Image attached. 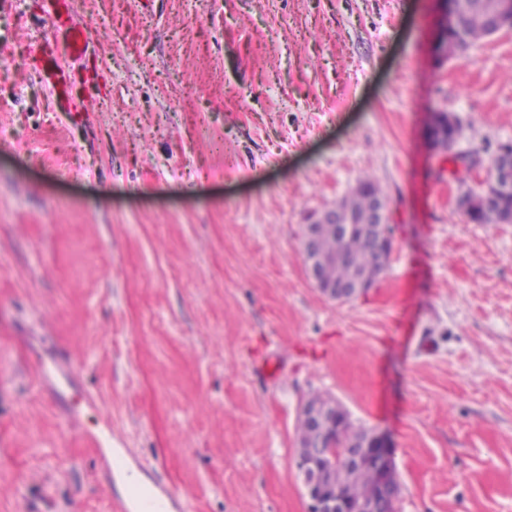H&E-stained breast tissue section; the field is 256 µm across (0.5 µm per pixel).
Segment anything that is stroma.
Segmentation results:
<instances>
[{
	"label": "stroma",
	"instance_id": "35a3bbf8",
	"mask_svg": "<svg viewBox=\"0 0 512 512\" xmlns=\"http://www.w3.org/2000/svg\"><path fill=\"white\" fill-rule=\"evenodd\" d=\"M448 6L72 0L91 44L65 110L33 52L44 0H0V512H110L34 349L186 512H308L314 393L387 435L398 512H512V224L465 221L427 136L455 114L469 185L492 179L512 31L440 61ZM367 175L393 249L337 303L302 227ZM32 360L37 369L41 387L50 386L47 392L50 401L56 405L63 404L68 397V390L73 381L69 363L57 359H45L38 353H32Z\"/></svg>",
	"mask_w": 512,
	"mask_h": 512
}]
</instances>
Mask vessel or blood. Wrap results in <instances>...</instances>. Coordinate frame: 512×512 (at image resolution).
Returning <instances> with one entry per match:
<instances>
[{
  "mask_svg": "<svg viewBox=\"0 0 512 512\" xmlns=\"http://www.w3.org/2000/svg\"><path fill=\"white\" fill-rule=\"evenodd\" d=\"M47 17L54 30L64 35L63 42L43 41L37 44L41 68L46 79L57 93L61 106H69L72 100V75L59 63L60 56L82 61L90 46L86 27L73 21L70 0H47ZM33 363L41 386L47 387V395L53 404H63L73 381L69 363L46 359L33 354ZM83 439L96 452L98 468L107 484L126 482L128 476L141 468L138 458L121 441L113 436L110 425H103L95 431H85ZM113 512H183L181 497L166 486L148 482L112 498Z\"/></svg>",
  "mask_w": 512,
  "mask_h": 512,
  "instance_id": "obj_1",
  "label": "vessel or blood"
}]
</instances>
